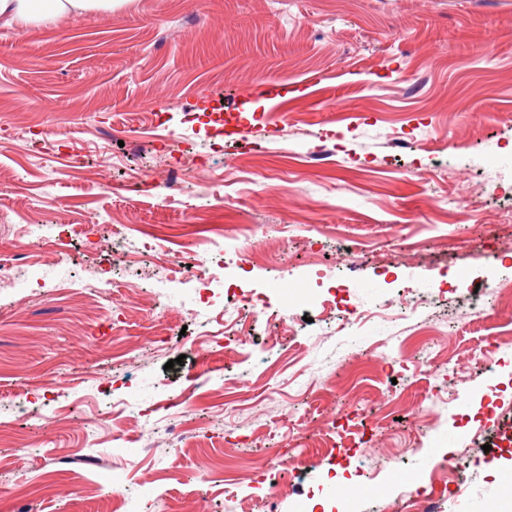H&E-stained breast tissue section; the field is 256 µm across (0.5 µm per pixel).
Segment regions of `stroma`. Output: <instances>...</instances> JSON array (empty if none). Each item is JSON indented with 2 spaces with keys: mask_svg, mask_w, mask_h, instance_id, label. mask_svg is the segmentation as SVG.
Masks as SVG:
<instances>
[{
  "mask_svg": "<svg viewBox=\"0 0 512 512\" xmlns=\"http://www.w3.org/2000/svg\"><path fill=\"white\" fill-rule=\"evenodd\" d=\"M0 262V512H512V0L0 19Z\"/></svg>",
  "mask_w": 512,
  "mask_h": 512,
  "instance_id": "obj_1",
  "label": "stroma"
}]
</instances>
